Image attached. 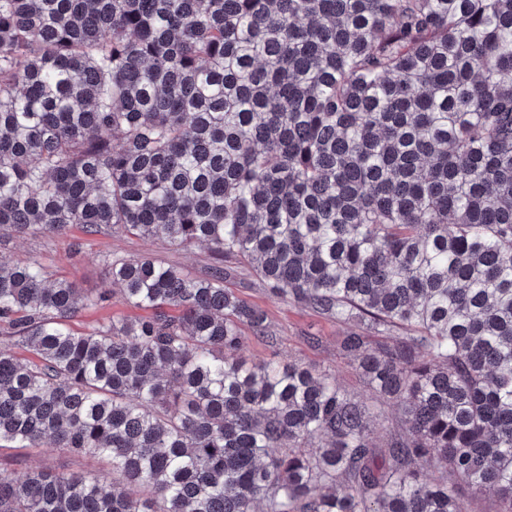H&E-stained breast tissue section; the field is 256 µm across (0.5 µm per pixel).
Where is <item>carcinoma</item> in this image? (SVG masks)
Segmentation results:
<instances>
[{
	"instance_id": "cac0c4a2",
	"label": "carcinoma",
	"mask_w": 512,
	"mask_h": 512,
	"mask_svg": "<svg viewBox=\"0 0 512 512\" xmlns=\"http://www.w3.org/2000/svg\"><path fill=\"white\" fill-rule=\"evenodd\" d=\"M120 232L133 320L0 256V512H512V0H0V234ZM282 301L369 394L247 363ZM394 405L398 417L385 406ZM37 467L49 468L56 472L106 469L105 464L99 459L74 457L50 442L44 443L41 448H0V468L10 470L15 477L23 478L26 473Z\"/></svg>"
}]
</instances>
